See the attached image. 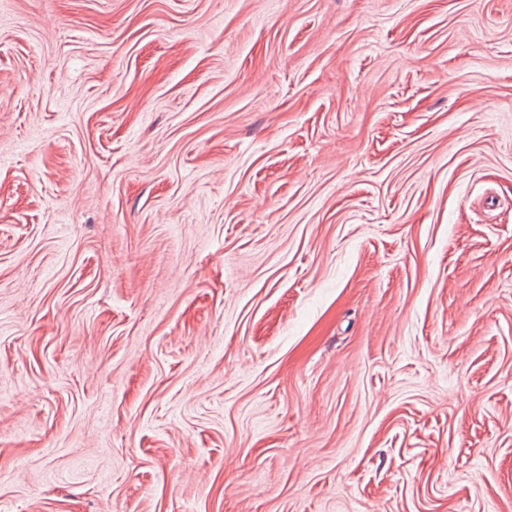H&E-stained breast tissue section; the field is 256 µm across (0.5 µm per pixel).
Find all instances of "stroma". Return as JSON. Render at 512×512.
Segmentation results:
<instances>
[{"label":"stroma","instance_id":"stroma-1","mask_svg":"<svg viewBox=\"0 0 512 512\" xmlns=\"http://www.w3.org/2000/svg\"><path fill=\"white\" fill-rule=\"evenodd\" d=\"M0 512H512V0H0Z\"/></svg>","mask_w":512,"mask_h":512}]
</instances>
